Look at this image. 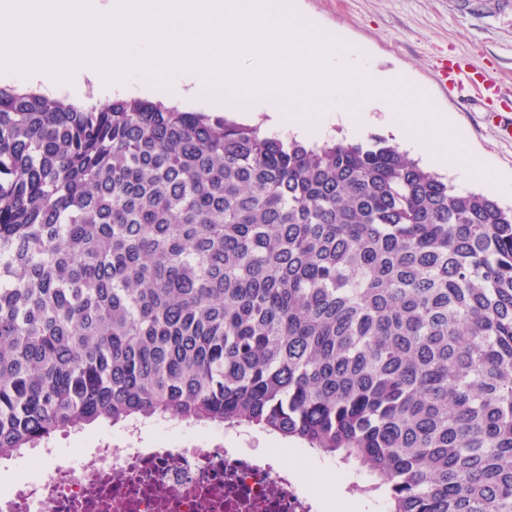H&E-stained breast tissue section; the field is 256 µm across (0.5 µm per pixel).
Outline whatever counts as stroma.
Segmentation results:
<instances>
[{
    "label": "stroma",
    "instance_id": "1",
    "mask_svg": "<svg viewBox=\"0 0 512 512\" xmlns=\"http://www.w3.org/2000/svg\"><path fill=\"white\" fill-rule=\"evenodd\" d=\"M299 10L324 32L360 47L354 62L407 76L428 92L431 105L451 114L464 131L462 145L482 164L512 174V137L500 122L512 109V98L487 102L477 94L448 90L439 69L447 64L495 78L512 91V0H299ZM223 435L228 448H285L304 452L307 482L335 480L336 492L355 500L359 512H387L382 494L363 493L370 478L354 465L302 451L299 442L253 428L225 431L191 425L183 441Z\"/></svg>",
    "mask_w": 512,
    "mask_h": 512
}]
</instances>
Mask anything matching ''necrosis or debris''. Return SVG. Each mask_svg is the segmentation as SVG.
Wrapping results in <instances>:
<instances>
[{"mask_svg":"<svg viewBox=\"0 0 512 512\" xmlns=\"http://www.w3.org/2000/svg\"><path fill=\"white\" fill-rule=\"evenodd\" d=\"M39 473L0 486V512H323L292 465L219 442H97L77 462L33 451Z\"/></svg>","mask_w":512,"mask_h":512,"instance_id":"1","label":"necrosis or debris"}]
</instances>
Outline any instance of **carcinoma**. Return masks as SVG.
Returning <instances> with one entry per match:
<instances>
[{
	"label": "carcinoma",
	"mask_w": 512,
	"mask_h": 512,
	"mask_svg": "<svg viewBox=\"0 0 512 512\" xmlns=\"http://www.w3.org/2000/svg\"><path fill=\"white\" fill-rule=\"evenodd\" d=\"M148 419L512 512V207L377 135L0 88V460Z\"/></svg>",
	"instance_id": "carcinoma-1"
}]
</instances>
